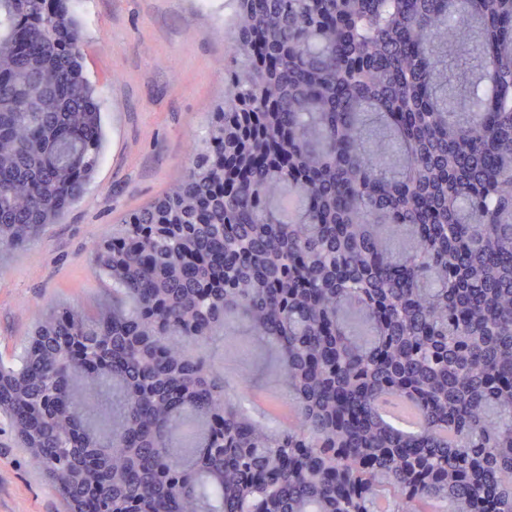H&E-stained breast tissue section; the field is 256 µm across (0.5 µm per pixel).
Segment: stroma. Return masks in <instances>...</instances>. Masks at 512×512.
Segmentation results:
<instances>
[{
  "instance_id": "1",
  "label": "stroma",
  "mask_w": 512,
  "mask_h": 512,
  "mask_svg": "<svg viewBox=\"0 0 512 512\" xmlns=\"http://www.w3.org/2000/svg\"><path fill=\"white\" fill-rule=\"evenodd\" d=\"M80 23L83 73L103 97L107 142L82 199L24 248L0 251V355L27 345L49 306L94 309L108 295L92 270L100 237L161 195L187 164L224 95L232 0H64ZM0 512H65L52 483L0 418Z\"/></svg>"
}]
</instances>
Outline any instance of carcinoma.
<instances>
[{
	"label": "carcinoma",
	"instance_id": "cac0c4a2",
	"mask_svg": "<svg viewBox=\"0 0 512 512\" xmlns=\"http://www.w3.org/2000/svg\"><path fill=\"white\" fill-rule=\"evenodd\" d=\"M77 34L0 0L1 248L97 173ZM229 34L189 165L95 246L112 305L37 316L0 413L70 512H512V0H234ZM218 342L274 359L291 423ZM285 401L283 400V402L274 406L269 402L268 394L262 392L256 399L251 400L249 411L260 423H264L272 418L282 420L288 416V405Z\"/></svg>",
	"mask_w": 512,
	"mask_h": 512
}]
</instances>
